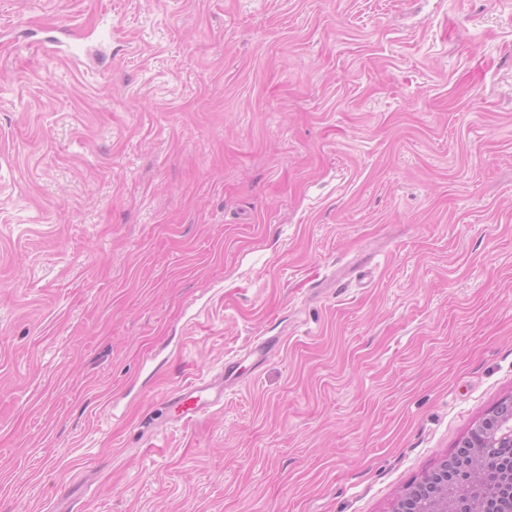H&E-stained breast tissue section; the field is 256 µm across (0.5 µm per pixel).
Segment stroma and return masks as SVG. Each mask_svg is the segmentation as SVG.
I'll list each match as a JSON object with an SVG mask.
<instances>
[{"label":"stroma","instance_id":"obj_1","mask_svg":"<svg viewBox=\"0 0 512 512\" xmlns=\"http://www.w3.org/2000/svg\"><path fill=\"white\" fill-rule=\"evenodd\" d=\"M509 397L512 0H0V512H393ZM239 362L228 361L224 363L223 382L216 385V379L203 377L194 379L180 386L171 394L167 403L176 405L177 414L174 419L177 422L188 425L199 420L206 412L224 404V384L234 382L241 377L238 374Z\"/></svg>","mask_w":512,"mask_h":512}]
</instances>
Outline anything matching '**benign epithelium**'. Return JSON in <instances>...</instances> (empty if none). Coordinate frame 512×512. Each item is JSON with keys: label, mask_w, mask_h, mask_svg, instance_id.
I'll use <instances>...</instances> for the list:
<instances>
[{"label": "benign epithelium", "mask_w": 512, "mask_h": 512, "mask_svg": "<svg viewBox=\"0 0 512 512\" xmlns=\"http://www.w3.org/2000/svg\"><path fill=\"white\" fill-rule=\"evenodd\" d=\"M480 426L487 427L482 449L463 453L452 475L448 462H443L409 489L394 512H454L455 499L463 492L472 496V512H512V464L501 474V487L493 493L495 505L490 509L481 484L486 449L494 444L512 447V397L502 401Z\"/></svg>", "instance_id": "7a95c632"}]
</instances>
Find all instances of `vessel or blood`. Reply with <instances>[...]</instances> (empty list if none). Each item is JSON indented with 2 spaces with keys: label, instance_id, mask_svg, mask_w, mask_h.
Wrapping results in <instances>:
<instances>
[{
  "label": "vessel or blood",
  "instance_id": "obj_1",
  "mask_svg": "<svg viewBox=\"0 0 512 512\" xmlns=\"http://www.w3.org/2000/svg\"><path fill=\"white\" fill-rule=\"evenodd\" d=\"M238 367V362H225L223 380L219 383L201 377L180 386L168 398L169 403L177 407L176 421L188 425L211 409L223 406L224 386L238 380Z\"/></svg>",
  "mask_w": 512,
  "mask_h": 512
}]
</instances>
